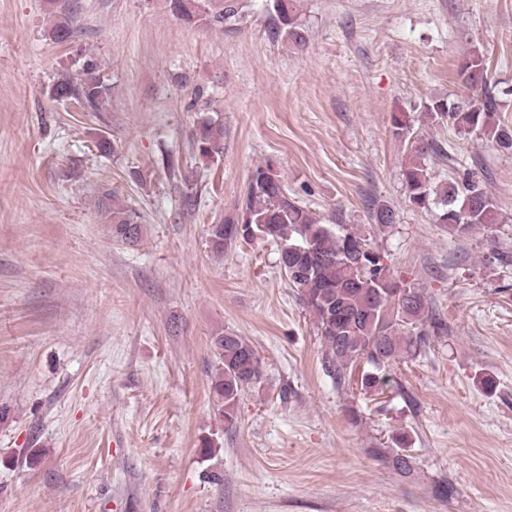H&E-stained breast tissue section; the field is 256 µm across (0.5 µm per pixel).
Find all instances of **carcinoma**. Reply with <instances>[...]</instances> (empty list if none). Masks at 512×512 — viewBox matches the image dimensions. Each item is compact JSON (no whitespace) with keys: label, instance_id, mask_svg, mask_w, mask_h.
<instances>
[{"label":"carcinoma","instance_id":"obj_1","mask_svg":"<svg viewBox=\"0 0 512 512\" xmlns=\"http://www.w3.org/2000/svg\"><path fill=\"white\" fill-rule=\"evenodd\" d=\"M247 0H165L166 7L187 24H200L233 37L241 31ZM272 12V34L284 36L296 48L306 45V30L298 20L295 0H268ZM73 21L67 14L54 23L51 35L57 42L70 40ZM83 78L65 77L52 88L57 101L76 99L84 107L100 112L110 87L97 74V64H82ZM488 65L477 49L465 55L459 75L470 88L485 90L481 101L435 96L424 106L436 123L475 134L481 140L512 151V125L499 119L497 94L487 89ZM393 134L405 137L411 125L405 112L391 115ZM199 154L215 159L224 154V124L206 117L195 132ZM450 159L445 145L421 139L411 148V159L402 169L409 204L434 212L436 222L456 236H466L475 227L504 220L498 204L482 181L468 167L451 165L454 173L438 179L428 167L430 157ZM103 217L112 224L115 238L134 243L141 227L136 211L121 204L102 203ZM370 220L381 234L396 222L387 204L370 208ZM271 239L279 244V265L288 286L297 295L316 324L324 347L325 368L336 387L349 385L354 366L365 362L373 371L362 377L372 388L387 384L381 371L400 357L421 351L431 336H443L447 325L436 315L425 292L393 276L382 262L374 241L343 225L333 229L305 207L286 189L274 165L267 161L251 174L236 212L209 228L211 250L222 255L239 240ZM214 371L210 393L214 417L224 429L237 426L241 395L261 383L263 373L250 341L232 331L221 330L211 337Z\"/></svg>","mask_w":512,"mask_h":512}]
</instances>
